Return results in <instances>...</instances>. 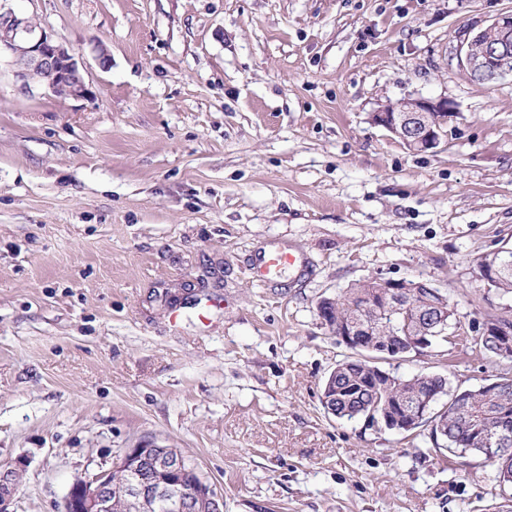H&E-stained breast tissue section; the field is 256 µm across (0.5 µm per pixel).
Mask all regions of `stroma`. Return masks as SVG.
I'll return each instance as SVG.
<instances>
[{
  "instance_id": "35a3bbf8",
  "label": "stroma",
  "mask_w": 512,
  "mask_h": 512,
  "mask_svg": "<svg viewBox=\"0 0 512 512\" xmlns=\"http://www.w3.org/2000/svg\"><path fill=\"white\" fill-rule=\"evenodd\" d=\"M79 52L90 95L0 61V464L10 512H60L80 477L152 439L224 512H497L494 466L328 415L350 351L318 304L417 278L478 328L512 298L477 278L512 247V77L457 51L512 0H13ZM109 50L101 69L94 43ZM455 102L439 148L371 113ZM277 243L305 271L257 284ZM477 388L512 361L439 346L390 364Z\"/></svg>"
}]
</instances>
